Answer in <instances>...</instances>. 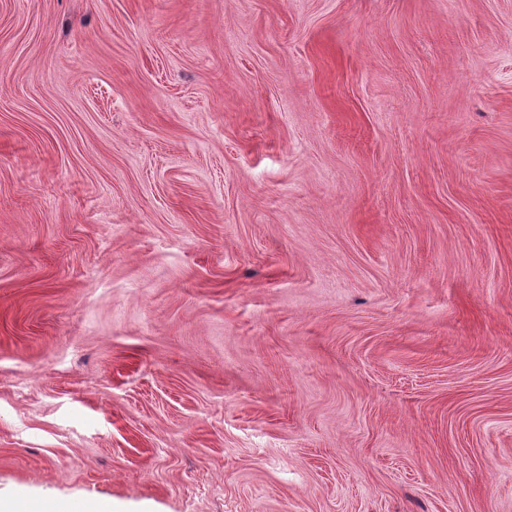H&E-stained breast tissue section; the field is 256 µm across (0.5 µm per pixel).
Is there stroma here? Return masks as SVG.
<instances>
[{"mask_svg":"<svg viewBox=\"0 0 512 512\" xmlns=\"http://www.w3.org/2000/svg\"><path fill=\"white\" fill-rule=\"evenodd\" d=\"M512 512V0H0V498Z\"/></svg>","mask_w":512,"mask_h":512,"instance_id":"stroma-1","label":"stroma"}]
</instances>
